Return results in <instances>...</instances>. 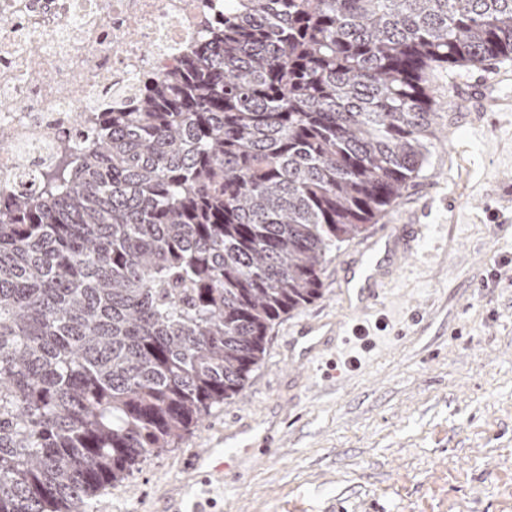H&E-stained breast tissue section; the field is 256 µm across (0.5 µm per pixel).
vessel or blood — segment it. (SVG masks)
<instances>
[{"mask_svg":"<svg viewBox=\"0 0 512 512\" xmlns=\"http://www.w3.org/2000/svg\"><path fill=\"white\" fill-rule=\"evenodd\" d=\"M417 249V239L405 224L392 225L385 242H371L368 246V256L357 258L348 266L352 294L350 307L361 310L374 302L383 280L395 271L396 261L414 255ZM339 335V325L331 322L322 328H300L292 342L299 345V359L304 362L337 340ZM272 441L271 435L257 434L252 425L244 424L232 434L230 442L226 443L225 447L209 448L197 453L194 465L201 470L203 476H220L224 471L239 465L241 461L264 456Z\"/></svg>","mask_w":512,"mask_h":512,"instance_id":"1","label":"vessel or blood"}]
</instances>
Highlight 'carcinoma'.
Here are the masks:
<instances>
[{"label": "carcinoma", "mask_w": 512, "mask_h": 512, "mask_svg": "<svg viewBox=\"0 0 512 512\" xmlns=\"http://www.w3.org/2000/svg\"><path fill=\"white\" fill-rule=\"evenodd\" d=\"M509 56L512 0H224L77 163L0 201V512H89L238 397L421 170L428 73Z\"/></svg>", "instance_id": "obj_1"}]
</instances>
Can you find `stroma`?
Returning <instances> with one entry per match:
<instances>
[{"label":"stroma","mask_w":512,"mask_h":512,"mask_svg":"<svg viewBox=\"0 0 512 512\" xmlns=\"http://www.w3.org/2000/svg\"><path fill=\"white\" fill-rule=\"evenodd\" d=\"M493 71V92L512 98V58L430 73L437 138L418 177L332 253L322 297L272 327L239 397L91 512H168L179 489L183 512H512V110L465 112L458 99ZM392 224L417 225L420 251L375 308L346 317V264ZM344 317L343 343L292 363L301 326ZM276 412L264 457L185 484L220 430Z\"/></svg>","instance_id":"stroma-1"}]
</instances>
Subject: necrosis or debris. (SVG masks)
I'll return each mask as SVG.
<instances>
[{"instance_id":"4bbe7bcc","label":"necrosis or debris","mask_w":512,"mask_h":512,"mask_svg":"<svg viewBox=\"0 0 512 512\" xmlns=\"http://www.w3.org/2000/svg\"><path fill=\"white\" fill-rule=\"evenodd\" d=\"M223 0H0V194L37 189L63 149L92 129L94 113L130 109L144 81L176 68ZM42 48V81L29 50Z\"/></svg>"}]
</instances>
